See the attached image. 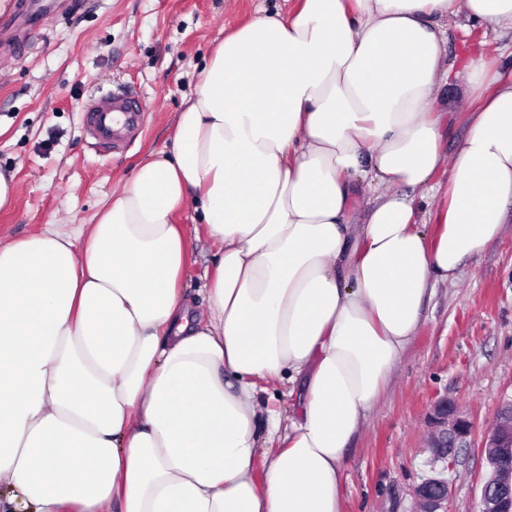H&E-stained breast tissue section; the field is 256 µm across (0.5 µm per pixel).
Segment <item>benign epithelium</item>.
<instances>
[{
  "mask_svg": "<svg viewBox=\"0 0 512 512\" xmlns=\"http://www.w3.org/2000/svg\"><path fill=\"white\" fill-rule=\"evenodd\" d=\"M426 448L431 455L454 469L463 448L471 447L474 437L472 422L461 405L446 398L437 401L428 419ZM483 448L495 471L485 483L481 494L482 512H512V401L505 402L499 421L484 437ZM451 490L434 489L418 484L414 496L420 512H444Z\"/></svg>",
  "mask_w": 512,
  "mask_h": 512,
  "instance_id": "obj_1",
  "label": "benign epithelium"
}]
</instances>
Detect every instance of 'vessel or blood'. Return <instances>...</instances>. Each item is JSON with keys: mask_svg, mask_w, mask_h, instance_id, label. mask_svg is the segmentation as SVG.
<instances>
[{"mask_svg": "<svg viewBox=\"0 0 512 512\" xmlns=\"http://www.w3.org/2000/svg\"><path fill=\"white\" fill-rule=\"evenodd\" d=\"M36 12L34 0H19L14 11L0 18L9 27H27ZM83 124L95 148L110 154L125 149L130 133L139 131L145 122V111L139 97L130 92L91 95L82 110Z\"/></svg>", "mask_w": 512, "mask_h": 512, "instance_id": "obj_1", "label": "vessel or blood"}]
</instances>
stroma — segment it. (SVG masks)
Returning <instances> with one entry per match:
<instances>
[{"instance_id": "35a3bbf8", "label": "stroma", "mask_w": 512, "mask_h": 512, "mask_svg": "<svg viewBox=\"0 0 512 512\" xmlns=\"http://www.w3.org/2000/svg\"><path fill=\"white\" fill-rule=\"evenodd\" d=\"M287 0H71L7 51L0 31V167L14 171L13 205L0 210V238H24L58 220L90 223L112 192L151 154L172 144L174 120L197 69L224 36ZM449 56L480 53L512 69V32L448 25ZM139 95L146 125L124 151L96 152L80 109L97 91ZM464 406L474 441L460 453L447 512H471L490 474L482 442L512 397V223L456 285L436 284L421 327L347 452L344 512H415L427 474L434 402Z\"/></svg>"}]
</instances>
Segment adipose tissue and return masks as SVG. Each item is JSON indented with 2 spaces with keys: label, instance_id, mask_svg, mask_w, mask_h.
I'll use <instances>...</instances> for the list:
<instances>
[{
  "label": "adipose tissue",
  "instance_id": "ef3b65f1",
  "mask_svg": "<svg viewBox=\"0 0 512 512\" xmlns=\"http://www.w3.org/2000/svg\"><path fill=\"white\" fill-rule=\"evenodd\" d=\"M452 19L512 29V0L259 15L93 223L0 241V512H343L347 451L427 293L512 204V74L453 68ZM452 72L470 129L448 154ZM416 188L440 199L433 232ZM190 212L214 257L203 309L183 292ZM298 380L296 413L259 397Z\"/></svg>",
  "mask_w": 512,
  "mask_h": 512
}]
</instances>
